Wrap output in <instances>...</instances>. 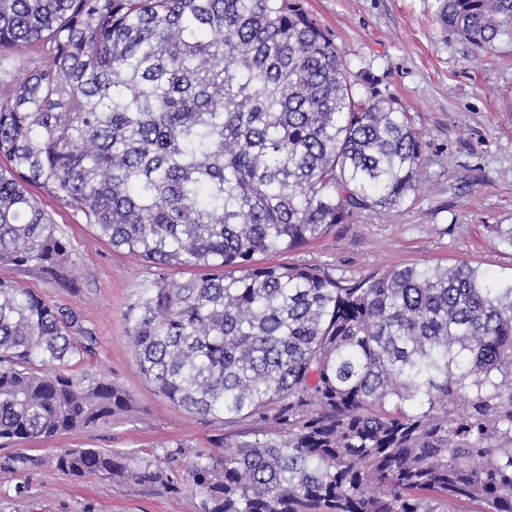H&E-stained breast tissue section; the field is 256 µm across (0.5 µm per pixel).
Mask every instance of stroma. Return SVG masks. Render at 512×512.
Here are the masks:
<instances>
[{
  "instance_id": "stroma-1",
  "label": "stroma",
  "mask_w": 512,
  "mask_h": 512,
  "mask_svg": "<svg viewBox=\"0 0 512 512\" xmlns=\"http://www.w3.org/2000/svg\"><path fill=\"white\" fill-rule=\"evenodd\" d=\"M332 35L351 69L371 68L414 118L426 144L430 175L415 201L391 214L364 212L288 261L317 264L359 278L414 263L461 261L488 274L512 277V251L489 233L512 224V47L481 52L448 35L436 18L437 0H305ZM45 206L73 245L66 280L36 269L0 264V280L33 289L78 310L95 339L89 371L118 382L129 406L108 422L79 433L0 446V459L18 452L41 457L25 473L0 470V512H189L188 494L136 486L96 475L61 474L53 459L66 448H124L152 455L183 443L210 448L231 428L186 414L161 396L139 371L128 316L140 284L153 269L114 250L95 226L53 200Z\"/></svg>"
}]
</instances>
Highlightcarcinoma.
<instances>
[{"mask_svg": "<svg viewBox=\"0 0 512 512\" xmlns=\"http://www.w3.org/2000/svg\"><path fill=\"white\" fill-rule=\"evenodd\" d=\"M437 18L512 46V0H438ZM22 46L0 96V262L65 279L40 195L70 207L155 268L128 327L140 373L190 415L255 424L219 455L72 448L59 472L188 490L193 512H512V278L257 263L429 178L410 113L304 0H0L3 74ZM490 232L512 250V224ZM183 267L203 274L169 281ZM93 349L77 311L0 281V441L124 410L123 387L75 371Z\"/></svg>", "mask_w": 512, "mask_h": 512, "instance_id": "1", "label": "carcinoma"}]
</instances>
